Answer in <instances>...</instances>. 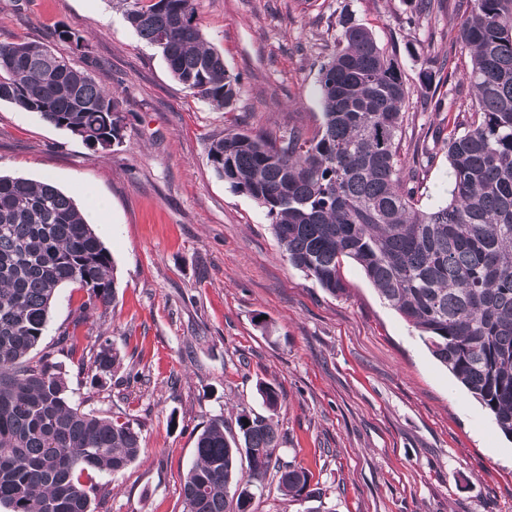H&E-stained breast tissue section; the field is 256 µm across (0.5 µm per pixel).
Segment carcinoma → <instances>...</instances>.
<instances>
[{
  "label": "carcinoma",
  "mask_w": 512,
  "mask_h": 512,
  "mask_svg": "<svg viewBox=\"0 0 512 512\" xmlns=\"http://www.w3.org/2000/svg\"><path fill=\"white\" fill-rule=\"evenodd\" d=\"M126 19L161 50L192 95L232 106L237 78L204 38L194 0H124ZM429 20L441 0H405ZM458 38L478 120L440 126L448 201L418 207L399 145L412 91L395 58L349 17L321 67L322 124L272 140L248 131L212 140L208 158L229 187L265 208L288 262L332 295L342 265H359L379 295L413 327L432 356L512 437V0H459ZM0 100L34 112L95 150L124 138L117 97L48 45L0 41ZM109 250L74 201L48 181L0 175V512H90L81 476L115 474L143 452L130 419L72 403L46 356L29 353L58 289L88 292L73 328L115 298ZM117 360L110 340L90 350L91 383L106 385ZM268 410L281 394L259 384ZM273 418L241 411L236 433L216 416L198 433L183 481L182 512H251L269 471L294 501L316 497L308 471L277 455ZM247 461L248 474L238 464Z\"/></svg>",
  "instance_id": "carcinoma-1"
}]
</instances>
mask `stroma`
<instances>
[{
	"label": "stroma",
	"instance_id": "35a3bbf8",
	"mask_svg": "<svg viewBox=\"0 0 512 512\" xmlns=\"http://www.w3.org/2000/svg\"><path fill=\"white\" fill-rule=\"evenodd\" d=\"M205 39L238 80L231 109L191 95L161 51L125 18L123 0H0V41L49 45L119 99L122 143L95 150L33 112L0 101V174L51 180L82 208L111 253L115 299L74 326L86 289L57 292L36 348L60 365L73 403L123 412L143 453L122 472L83 475L91 512H182V479L196 436L241 409L264 413L262 383L282 396L283 460L312 474L320 497L294 501L275 475L252 512H512V439L383 301L362 268L345 263L343 294L293 268L263 207L213 170L216 135L315 133L319 71L348 16L395 55L413 91L401 161L438 123L419 73L438 68L464 18L443 7L417 20L405 0H194ZM67 27L85 51L55 38ZM445 151L421 182V209L445 203ZM107 210H88L87 192ZM110 340V386L91 387L81 354Z\"/></svg>",
	"mask_w": 512,
	"mask_h": 512
}]
</instances>
